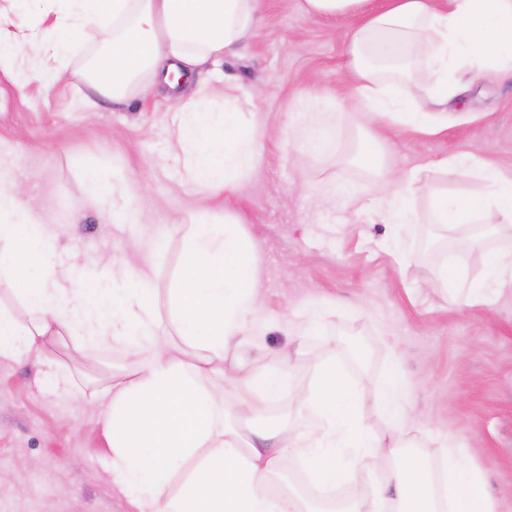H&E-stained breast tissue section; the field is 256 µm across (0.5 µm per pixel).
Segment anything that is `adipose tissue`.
I'll return each instance as SVG.
<instances>
[{
	"label": "adipose tissue",
	"mask_w": 512,
	"mask_h": 512,
	"mask_svg": "<svg viewBox=\"0 0 512 512\" xmlns=\"http://www.w3.org/2000/svg\"><path fill=\"white\" fill-rule=\"evenodd\" d=\"M56 20L24 39L39 60L22 79L55 84L65 77L94 85L106 98L149 97L156 84L178 90L208 64L235 53L253 30L261 0H46ZM311 16L349 20L345 32L349 95L373 118L441 131L439 107L456 98L468 77L512 76V0H300ZM101 31L107 52L94 69L65 72L63 59L80 33ZM208 94L178 102L175 145L185 157L186 179L200 189L227 188L262 157L259 120L244 121L240 96L224 87V109L212 111ZM357 159L386 174L392 192L367 198L347 192L358 210L390 222H412L410 198L418 172L383 170L381 152L362 143ZM435 170L476 181L481 193L433 195L432 221L463 229L465 247L438 277L448 301L488 306L512 286V250L490 251L499 226L512 225V172L491 166L476 150L441 157ZM18 185L0 184V282L27 310L18 319L0 310V357L18 360L43 351L56 336L116 342L138 360L114 376L91 403L111 452L112 483L135 512H499L473 449L439 437L437 457L422 449L424 431L409 402L410 382L394 368L380 388L374 432L357 389L335 360L319 363L311 385L286 389V368L256 373L237 351L259 313L258 263L241 217L192 225L171 288L170 318L186 346L176 357L161 339L151 272L137 254L102 258L110 288L92 287L75 274L73 250L59 247L48 225L22 207ZM494 215L498 224H483ZM486 259L481 283L465 278L471 258ZM230 381L240 409L256 412L292 397L298 419L285 432L245 438L239 418L228 417L211 388ZM209 449L179 493L174 469ZM300 463L317 489L353 486L342 501L319 500L294 487L275 489L289 461Z\"/></svg>",
	"instance_id": "obj_1"
}]
</instances>
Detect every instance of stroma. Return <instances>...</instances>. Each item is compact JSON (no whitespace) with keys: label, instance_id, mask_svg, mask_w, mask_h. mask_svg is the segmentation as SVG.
Segmentation results:
<instances>
[{"label":"stroma","instance_id":"obj_1","mask_svg":"<svg viewBox=\"0 0 512 512\" xmlns=\"http://www.w3.org/2000/svg\"><path fill=\"white\" fill-rule=\"evenodd\" d=\"M44 13L24 0H0V35L45 27ZM345 20L304 14L299 0H262L259 21L234 55L207 65L182 87L184 98L224 84L253 97L264 120V154L255 172L235 177L233 191L202 192L186 183L171 132L175 101L168 89L148 100H99L94 111L77 102L94 97L87 84L18 80L0 68V174L18 182L29 215L49 224L61 243L77 245L86 265L113 246L138 253L152 273L161 331L175 354L184 346L169 320V288L192 224L241 216L259 258L262 308L255 344L241 348L250 369L291 364L296 387L306 388L315 365L339 362L363 401L366 415L393 366L411 382V403L428 429L476 449L488 491L501 512H512V288L492 306L449 304L437 271L453 258L461 233L445 237L431 224V192L475 191L444 178L435 159L479 146L486 158L512 168V80L466 85L442 118L445 131L428 135L409 125L372 122L350 101L351 73ZM314 95L332 125L333 139L312 152L289 127L303 120ZM383 149L396 170L420 171L414 187V224H387L317 195L328 184L380 196L386 183L368 173L354 152L366 138ZM124 188L148 219L117 226L113 187ZM407 257L395 261L397 240ZM326 301L324 327L297 344L283 318ZM56 367L38 354L23 362L0 358V512H129L112 485L101 430L88 423L85 405L129 369L113 342L76 336L54 340ZM69 371L74 388L54 385L55 369ZM51 471L64 472L59 481Z\"/></svg>","mask_w":512,"mask_h":512}]
</instances>
